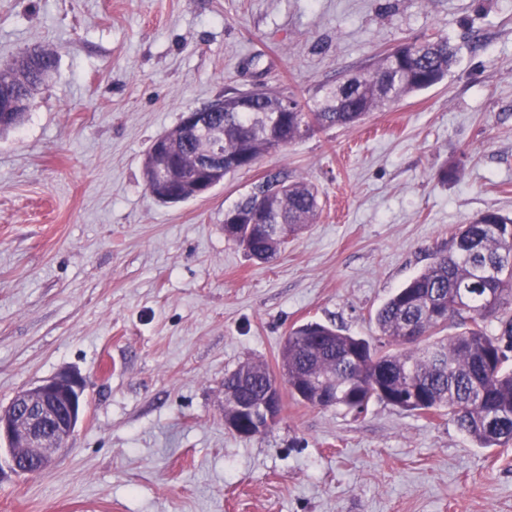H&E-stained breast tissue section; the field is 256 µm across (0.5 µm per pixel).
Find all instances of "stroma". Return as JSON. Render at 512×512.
<instances>
[{"mask_svg": "<svg viewBox=\"0 0 512 512\" xmlns=\"http://www.w3.org/2000/svg\"><path fill=\"white\" fill-rule=\"evenodd\" d=\"M440 34L459 54L438 85L204 196L147 191L143 154L184 112L262 88L310 102ZM35 46L57 66L0 135V409L64 370L86 405L50 467L0 469V512H512V443L476 447L445 413L287 396L265 434L224 425L225 373L278 372L311 321L377 340L376 310L460 225L512 217V0H0V71ZM276 172L321 211L261 263L224 212Z\"/></svg>", "mask_w": 512, "mask_h": 512, "instance_id": "1", "label": "stroma"}]
</instances>
